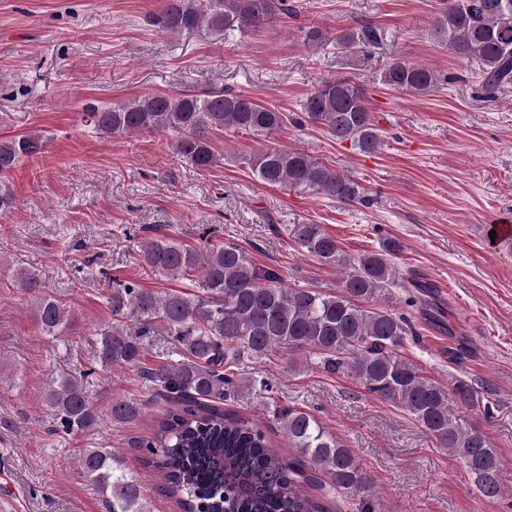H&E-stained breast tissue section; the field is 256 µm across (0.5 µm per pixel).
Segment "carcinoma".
Listing matches in <instances>:
<instances>
[{
	"label": "carcinoma",
	"instance_id": "carcinoma-1",
	"mask_svg": "<svg viewBox=\"0 0 512 512\" xmlns=\"http://www.w3.org/2000/svg\"><path fill=\"white\" fill-rule=\"evenodd\" d=\"M297 13L288 0H166L153 24L174 35L242 34ZM432 33L457 58L481 65L483 98L492 99L512 85V0H443ZM376 41L368 27L336 38L342 48ZM381 81L420 96L451 82L452 76L397 58ZM83 121L102 138L171 132L169 149L198 172L221 161L214 137L241 133L269 139L289 124L319 127L364 156L384 146L364 84L349 77L322 81L294 116L231 90H187L87 106ZM45 147L46 138L37 132L0 141V214L14 203L9 174ZM252 167L267 185L324 195L347 206L367 204L358 181L299 148L269 145L252 159ZM294 238L308 254L336 269L338 293L289 288L278 270L253 264L233 243L199 250L162 234L142 245V266L156 276L186 282L190 289L158 292L131 279L113 282L106 297L110 318L97 329L100 368L63 369L46 392L53 431H95L102 416L94 393L97 370L135 369L145 391L168 404L153 435L135 445L144 450L176 512H329L325 499L333 495L359 500L356 512H375L370 479L356 455L313 414L278 411L288 442L298 452L288 456L255 421L224 409V398L231 395L258 397L272 391L262 377L237 376L239 362L302 354L307 363L328 374H347L370 395L407 411L457 457L483 497H501L497 449L486 433L464 426L456 415L460 406L489 412L473 383L460 376L445 386L401 356L412 327L389 304L400 298L414 307L431 291L395 264L401 243L388 238L379 250L352 258L320 224L295 225ZM16 277L33 299L42 334L61 342L72 335L75 318L67 305L35 273L19 267ZM157 333L169 337L167 358L156 368H143L142 337ZM108 413L123 424L139 419L144 405L115 398ZM78 467L102 494L108 512H147L144 489L120 453L105 446L86 448ZM311 469L330 483L315 484Z\"/></svg>",
	"mask_w": 512,
	"mask_h": 512
}]
</instances>
